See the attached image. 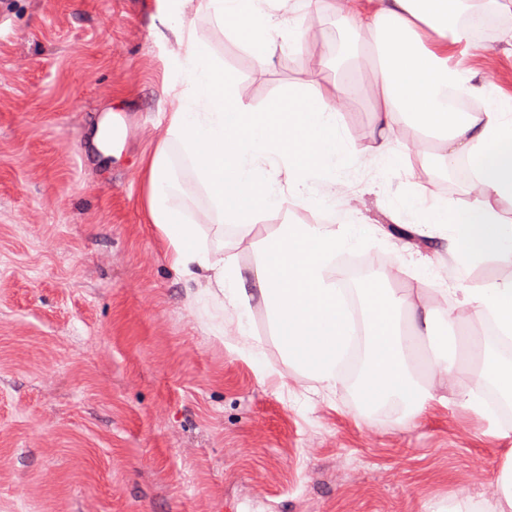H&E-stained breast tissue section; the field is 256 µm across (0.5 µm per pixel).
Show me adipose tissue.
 Returning a JSON list of instances; mask_svg holds the SVG:
<instances>
[{"instance_id": "adipose-tissue-1", "label": "adipose tissue", "mask_w": 512, "mask_h": 512, "mask_svg": "<svg viewBox=\"0 0 512 512\" xmlns=\"http://www.w3.org/2000/svg\"><path fill=\"white\" fill-rule=\"evenodd\" d=\"M335 13L354 36H373L381 64L377 84L385 118L406 115L413 132L438 139L442 160L473 162L466 210L445 203L418 204L420 223L449 227L448 252L466 243L470 261L494 258L512 262V225L504 223L501 203L512 204V114L486 98L487 88L473 74L450 63L439 46L448 34L466 38L470 18L512 10V0H310ZM288 0H197L199 12L214 16L265 66L275 50L271 33L284 26ZM285 27V26H284ZM429 28L432 45L421 30ZM173 33L182 55L178 95L167 130L179 143L211 207L191 211L180 197L157 150L143 169L146 208L151 224L170 246L173 267L186 282L206 279L225 312L236 320L232 348L261 365V347L250 325L253 299H261L284 355L313 380L322 398L343 384L349 361L360 365L359 393L366 409L396 402L404 420L414 424L431 409L435 385L459 386L468 374L491 386L512 404V358L500 355L475 332L493 319L501 336L512 339V280L463 289L472 308L469 321L448 330L437 319L438 307L450 303L448 291L432 289L422 299L369 282L351 290L335 277L336 259L356 246V233H337L327 224H284L266 241L253 286L235 265L234 256L211 248L202 224L233 225L247 238L260 216L288 198L301 208L315 199L309 176L332 180L344 157L362 159L357 145L336 133V103L351 99V82L339 83L334 95L313 97L292 92L261 112L238 103L235 76L209 60L194 19L180 18ZM483 99L482 108L460 111L448 103L449 92ZM288 174L287 190L271 182L266 168Z\"/></svg>"}]
</instances>
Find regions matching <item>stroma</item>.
Masks as SVG:
<instances>
[{
    "label": "stroma",
    "mask_w": 512,
    "mask_h": 512,
    "mask_svg": "<svg viewBox=\"0 0 512 512\" xmlns=\"http://www.w3.org/2000/svg\"><path fill=\"white\" fill-rule=\"evenodd\" d=\"M179 15H158L156 0H0V512H430L452 499L482 512L512 448V410L491 423L439 387L407 427L364 409L353 368L333 401L310 396L260 300L250 323L266 376L212 333L217 303L172 269L140 163L166 145L180 192L207 208L167 138ZM289 16L304 41L278 42L262 69L213 17L196 27L245 110L353 81L336 131L366 163L343 160L335 187L313 184L330 213L285 201L255 224L234 251L245 281L279 225L323 222L362 233L337 261L346 288L376 281L422 296L512 278V265L448 254L442 232L404 208L419 196L466 207L469 174L440 160L436 140L417 142L401 115L388 131L397 161L377 156L372 37L355 40L328 12ZM510 28L512 14L496 16L448 53L512 108V45L499 39ZM108 114L124 131L110 155L91 143Z\"/></svg>",
    "instance_id": "stroma-1"
}]
</instances>
